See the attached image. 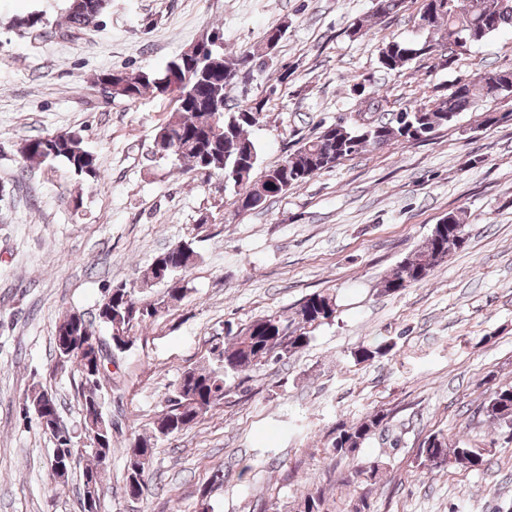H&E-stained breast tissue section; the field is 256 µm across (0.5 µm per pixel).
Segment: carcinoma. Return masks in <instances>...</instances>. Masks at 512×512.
<instances>
[{"label": "carcinoma", "mask_w": 512, "mask_h": 512, "mask_svg": "<svg viewBox=\"0 0 512 512\" xmlns=\"http://www.w3.org/2000/svg\"><path fill=\"white\" fill-rule=\"evenodd\" d=\"M404 3L405 0H376L375 13L381 17L395 16L402 11ZM437 3L439 0H423L417 14V25L426 32V37L384 44L378 55L380 68L387 72L399 71L416 59L433 58L438 65L449 69L455 63L456 54L448 48V30H455L474 46L505 26H512V0H462L456 10L437 8ZM93 15L92 11L68 13L69 32L91 28ZM280 29L279 25L269 28L256 49L229 56L224 54L223 34L219 32L220 42L212 45L194 68L181 71L179 82L183 97L155 134L157 139L169 134L176 140V150L163 155L162 159L174 165L184 163L197 171L209 168L237 187L236 195L246 189L263 204L371 147H396L430 140L480 102L489 105L482 126L512 121V110L499 112L491 108L503 81H512V70L489 69L458 90L450 88L432 95L388 118L361 123L349 116L340 117L334 123H322L317 132L297 142L280 163L265 168L256 180L254 174L260 165V153L248 133L255 123L243 119V115L247 112L263 117L266 102L252 100L237 106L233 112H217L209 107V101L237 84V75L252 70L254 62H264L267 43ZM174 65L172 58L159 70L125 74L124 92L115 94V98L134 102L147 94H155V80L172 72ZM19 152L24 162L31 165L58 160L90 183L100 182L96 157L86 150L80 138L36 137L24 141ZM448 216L451 223L434 225L423 244L383 278L380 292L395 294L426 281L448 257L450 248L466 244L465 211H450ZM198 259L199 253L191 239L167 248L154 256L137 287L132 288L127 282L114 284L99 304L94 318H82L74 326L76 340L80 343L96 340L98 326L106 332L102 337L103 345L90 348L82 359L69 360L61 367L53 366L55 371L71 367L77 373L81 410H89L92 403L103 405V388L109 381V366L115 363L116 354L125 351L133 342L135 329L147 325L162 308L161 303L144 298L142 293L157 283L183 278ZM336 312L334 295L314 292L300 299L289 313L273 311L236 328L230 323L224 324V343L213 350L214 362L186 370L167 398L165 409L154 423L153 433L133 438L136 445L126 448L125 495L138 500L148 491L146 470L159 442L191 428L214 407L235 403V396L241 391L227 383L228 376L246 375L290 359L309 346L317 328L334 321ZM394 348L395 343L387 341L361 343L351 355L360 364L386 357ZM46 399L58 405L54 394L37 383L27 390L23 403L32 410ZM479 412L494 428L512 429V385L492 391ZM387 417L384 411L375 410L355 423L336 427L324 450L340 457H355L351 449L362 448ZM471 452L472 449L462 448L457 442L450 443L448 435L439 430L420 443L416 462L422 469L455 464L478 470L483 463L474 462ZM104 455L112 456L110 436L103 453H92V463L83 471L82 487L92 484L97 491H102ZM365 474L366 467L357 465L341 478L340 485L356 488L368 482ZM328 502L329 497L319 486L309 490L303 498V505L314 506L315 512H329Z\"/></svg>", "instance_id": "1"}]
</instances>
